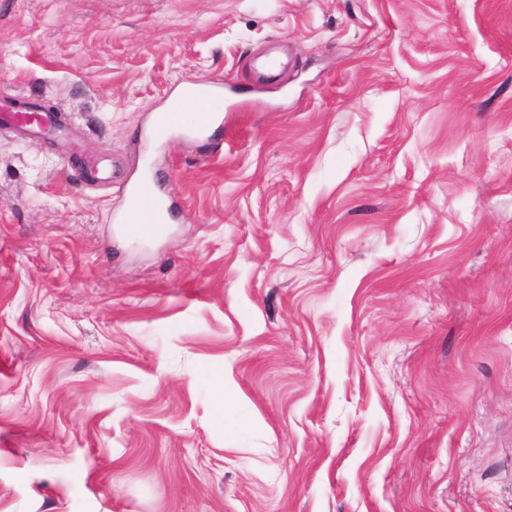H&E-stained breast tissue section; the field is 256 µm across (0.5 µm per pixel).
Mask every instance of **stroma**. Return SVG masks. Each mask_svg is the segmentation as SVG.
<instances>
[{"mask_svg":"<svg viewBox=\"0 0 512 512\" xmlns=\"http://www.w3.org/2000/svg\"><path fill=\"white\" fill-rule=\"evenodd\" d=\"M0 99L65 127L0 129V512H512V0H0ZM124 194L127 202L124 223L139 224L138 233L144 238L159 237L172 205L167 193L154 180L144 179L131 183Z\"/></svg>","mask_w":512,"mask_h":512,"instance_id":"1","label":"stroma"}]
</instances>
